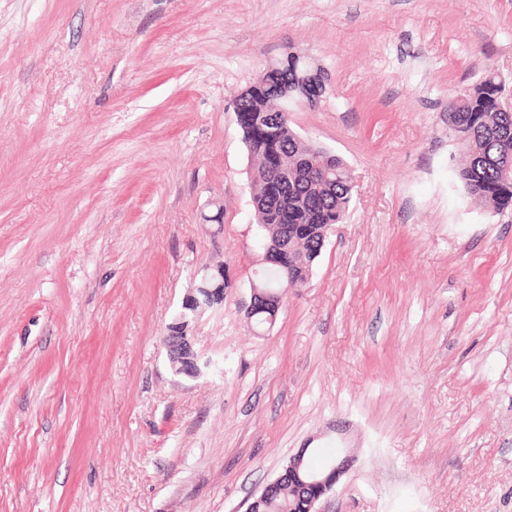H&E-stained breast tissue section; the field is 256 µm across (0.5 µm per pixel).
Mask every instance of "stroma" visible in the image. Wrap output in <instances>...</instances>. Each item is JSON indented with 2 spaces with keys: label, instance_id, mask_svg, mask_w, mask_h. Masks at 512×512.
Segmentation results:
<instances>
[{
  "label": "stroma",
  "instance_id": "1",
  "mask_svg": "<svg viewBox=\"0 0 512 512\" xmlns=\"http://www.w3.org/2000/svg\"><path fill=\"white\" fill-rule=\"evenodd\" d=\"M291 48L354 189L258 333L233 99ZM487 68L512 89V0H0V512H245L330 445L323 512H512V209L448 134ZM218 265L189 378L162 338Z\"/></svg>",
  "mask_w": 512,
  "mask_h": 512
}]
</instances>
